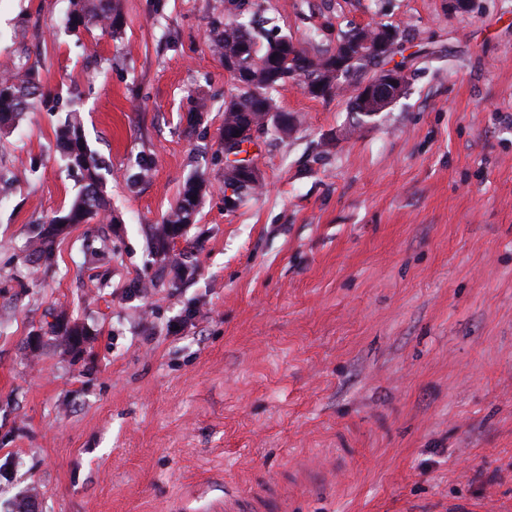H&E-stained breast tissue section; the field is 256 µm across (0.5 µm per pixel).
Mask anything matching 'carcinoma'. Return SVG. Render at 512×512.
Instances as JSON below:
<instances>
[{
  "label": "carcinoma",
  "mask_w": 512,
  "mask_h": 512,
  "mask_svg": "<svg viewBox=\"0 0 512 512\" xmlns=\"http://www.w3.org/2000/svg\"><path fill=\"white\" fill-rule=\"evenodd\" d=\"M85 19L103 21L115 30L120 29L123 24L122 15L113 0H81L79 9L72 16V22L79 23ZM352 36L353 33H347L332 51L311 54L301 49L292 56L288 53V44L282 41L280 35L273 37L269 34H254L240 22L224 25V30L214 34L212 38V49L215 53L224 56L246 47L248 51L244 52V57L253 54L264 62V66L253 70L252 87L240 89L238 93L224 100L225 135H233L235 129L250 118L272 125L277 133L288 134L293 126H281L277 123L280 109L273 92L290 80L299 81L305 88L317 84L324 87L330 85L334 80L330 66L336 62L343 43ZM376 60V56H364L347 66L343 86L335 89V92L341 94L348 88L361 84L358 73L368 63ZM37 94L39 87L32 82L29 75L26 74L21 79L1 76L0 124L12 120L24 111ZM57 141L69 169L78 172L85 184L68 214L51 219L38 235L33 255L46 266L54 259L56 240L63 225L87 223L102 214H108L110 209V203L103 192L102 166L87 149L77 117H72L57 130ZM200 190L201 182H188L167 220L154 227L153 236L160 251L166 250L168 240L177 235L183 225L191 223L192 215L200 204Z\"/></svg>",
  "instance_id": "cac0c4a2"
}]
</instances>
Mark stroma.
I'll return each instance as SVG.
<instances>
[{
  "instance_id": "obj_1",
  "label": "stroma",
  "mask_w": 512,
  "mask_h": 512,
  "mask_svg": "<svg viewBox=\"0 0 512 512\" xmlns=\"http://www.w3.org/2000/svg\"><path fill=\"white\" fill-rule=\"evenodd\" d=\"M116 2L112 31L0 0V75L44 92L0 128V512H224L233 485L265 512H512V0H250L311 53L397 27L406 88L362 123L286 83L298 124L256 131L231 209L223 0ZM72 113L113 220L37 267L81 190ZM197 178L177 280L149 228ZM224 152H225V164H226L224 176L226 177V175H227L226 170H230V168L233 167L232 163H240V162H243L246 160L244 158L230 160L229 155L232 154L234 156H237L241 153H248V149H237L236 151H234V146L231 145V146H225ZM232 173L235 176L234 181H228L226 183L225 177H224V182H225L224 189H225V193H226L227 197H231L232 194L238 193V192L244 190V188L240 187L242 185L241 182H239L240 180L245 179V181H247V183L250 185H258L260 182V172H259L258 167L254 163H251L248 167L236 170ZM250 185L245 186V190H255L256 189L255 186L251 187Z\"/></svg>"
}]
</instances>
